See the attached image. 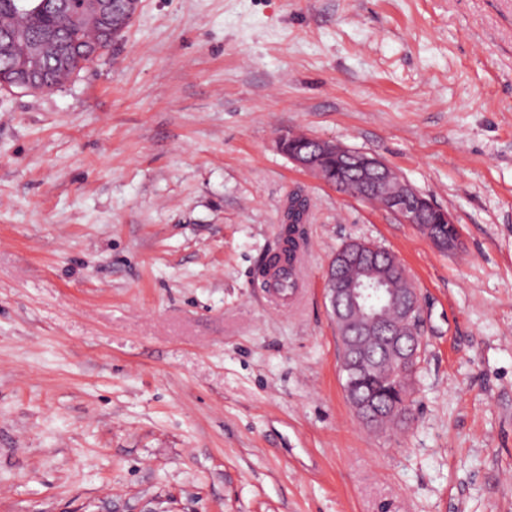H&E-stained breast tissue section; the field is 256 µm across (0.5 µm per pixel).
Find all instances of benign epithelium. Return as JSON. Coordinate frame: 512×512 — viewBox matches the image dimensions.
I'll return each instance as SVG.
<instances>
[{
	"instance_id": "obj_1",
	"label": "benign epithelium",
	"mask_w": 512,
	"mask_h": 512,
	"mask_svg": "<svg viewBox=\"0 0 512 512\" xmlns=\"http://www.w3.org/2000/svg\"><path fill=\"white\" fill-rule=\"evenodd\" d=\"M140 7L141 0H129L125 13L116 16L112 13L107 0H85L83 13L71 18L70 23L76 26L93 24L112 37L117 31L127 30ZM21 38L22 34L16 31L0 29V45L18 46L7 79L14 88L36 93L41 91L42 82L32 71L33 61L41 56L52 55L58 59L59 65L66 67L67 53L49 39L26 43L21 41ZM314 143L312 152L301 154L290 151L288 158L307 172L314 171L328 158L335 159L337 175L342 177L349 171L354 172L357 186L355 196L367 201L381 199V206L384 209L394 213L401 223L415 225L435 245L438 241L426 227L429 223L428 214L435 211L439 215V223H453L448 211L434 206L410 184H404V190L399 193L392 191L391 182L398 174L379 158L331 140L316 138ZM334 280L335 273L327 272V295L336 323L345 326L349 331L341 340L343 369L347 377L345 392L347 397L351 398V405L359 420L370 428L378 429L386 422L384 413L369 400L352 399L351 390L357 382V377L364 372V357L354 333L359 331L369 336H381L382 319L387 307H371L367 299L368 292L361 288V284L355 283L349 288H336ZM418 333L420 330L412 324L408 326L406 335L400 336L392 332L382 336L381 342L387 348L397 347L405 342L417 343L422 341Z\"/></svg>"
}]
</instances>
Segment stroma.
I'll return each mask as SVG.
<instances>
[{"instance_id":"obj_1","label":"stroma","mask_w":512,"mask_h":512,"mask_svg":"<svg viewBox=\"0 0 512 512\" xmlns=\"http://www.w3.org/2000/svg\"><path fill=\"white\" fill-rule=\"evenodd\" d=\"M287 132L380 157L461 246ZM353 240L420 295L400 432L344 391L325 278ZM0 512H512V0H142L61 89H0ZM306 212L305 201L297 194L291 196L288 202V221L285 228V242L289 245L287 260L292 262L299 247L298 240L301 238L299 225L303 224ZM295 280L297 281L298 287L301 280V263L293 271L292 276L289 280L288 266L283 267H271L268 268L265 275L266 281V292L271 299L278 301L288 300V288L292 289L295 286Z\"/></svg>"}]
</instances>
